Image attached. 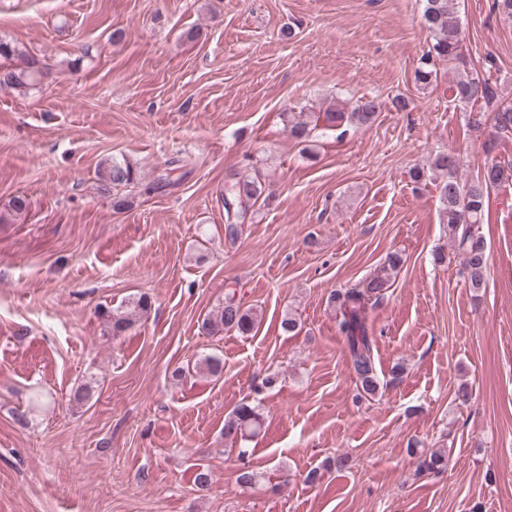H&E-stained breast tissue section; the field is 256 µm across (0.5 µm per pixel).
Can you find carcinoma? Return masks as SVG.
<instances>
[{
    "label": "carcinoma",
    "mask_w": 512,
    "mask_h": 512,
    "mask_svg": "<svg viewBox=\"0 0 512 512\" xmlns=\"http://www.w3.org/2000/svg\"><path fill=\"white\" fill-rule=\"evenodd\" d=\"M423 20L431 35L428 50L420 58L415 70L416 82L427 86L437 76L436 64L452 62L461 56L463 30L458 0H423ZM495 67L492 56L485 58L484 74L466 72L456 81V99L470 107L469 124L481 130L486 124L498 133H512V103L500 99L489 72ZM49 70L31 54L14 42L0 38V89L26 92L47 79ZM387 103L375 97H362L350 109L330 107L323 114L313 117L301 112L298 118L288 121L290 135L301 142L309 139L316 123L341 138L350 128L368 127L375 122ZM458 156L440 151L432 157L428 169L416 168L411 177L416 182L434 177L440 180V202L443 223L454 248L462 259L468 288L474 298L486 288L488 255L477 225L482 223L485 206L493 189L512 181V163H494L484 168L476 177L462 181L458 178ZM103 186L106 190L131 188L138 194H151L174 187L178 180L168 172L151 181H144L138 167L128 161L109 159L100 164ZM266 187L258 176L241 170L227 175L224 190V211L227 238L238 235L237 225L252 215V208L265 195ZM388 277L376 276L351 288L331 295L339 318L337 328L343 337L350 370L361 392L369 397L378 394L381 380L376 368L374 336L369 328L370 312L382 301ZM152 309L151 298L141 294L127 305L116 309H101V318L107 334L119 336L145 318ZM260 313L245 307L236 296L227 294L201 323V332L208 336H221L235 332L250 335L259 323ZM196 369L210 376H217L224 369V362L217 355H207L196 363ZM263 425L258 405L241 402L224 420V438L246 441L256 435ZM448 456L442 448L416 455V471L420 475L438 474L446 468Z\"/></svg>",
    "instance_id": "1"
}]
</instances>
